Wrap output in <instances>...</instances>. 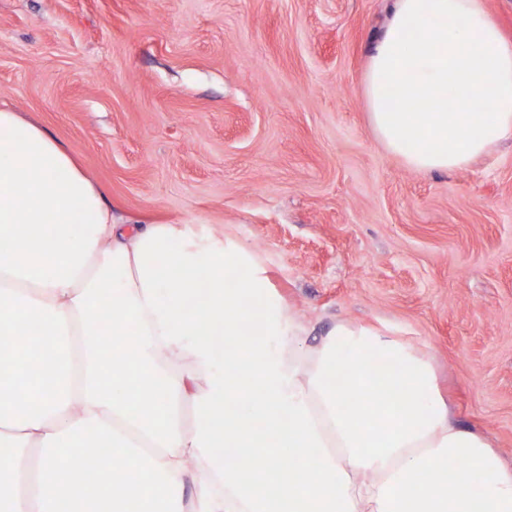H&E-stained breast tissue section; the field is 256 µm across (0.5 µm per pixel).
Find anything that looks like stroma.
Listing matches in <instances>:
<instances>
[{
	"instance_id": "1",
	"label": "stroma",
	"mask_w": 512,
	"mask_h": 512,
	"mask_svg": "<svg viewBox=\"0 0 512 512\" xmlns=\"http://www.w3.org/2000/svg\"><path fill=\"white\" fill-rule=\"evenodd\" d=\"M392 0H0V103L128 226L237 235L308 326L385 328L512 469V141L407 167L362 93Z\"/></svg>"
}]
</instances>
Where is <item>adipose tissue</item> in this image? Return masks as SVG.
I'll list each match as a JSON object with an SVG mask.
<instances>
[{
	"instance_id": "obj_1",
	"label": "adipose tissue",
	"mask_w": 512,
	"mask_h": 512,
	"mask_svg": "<svg viewBox=\"0 0 512 512\" xmlns=\"http://www.w3.org/2000/svg\"><path fill=\"white\" fill-rule=\"evenodd\" d=\"M363 91L409 168H465L512 139V40L485 0H394ZM0 235V319L24 315L44 342L33 383L0 350V512H512V470L450 416L424 356L344 322L305 348L306 325L238 239L126 230L74 158L8 108ZM114 448L150 485L103 480ZM287 450L297 465L281 466Z\"/></svg>"
}]
</instances>
